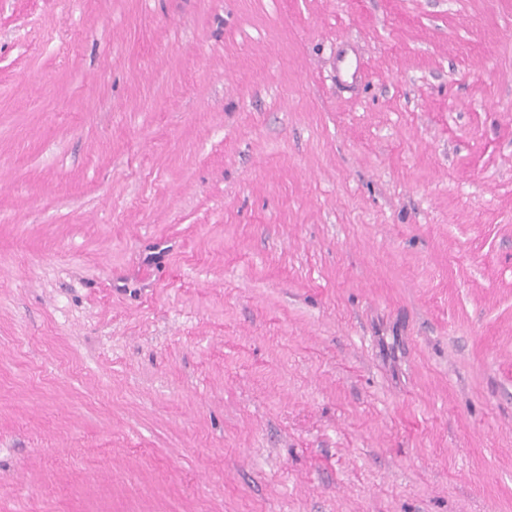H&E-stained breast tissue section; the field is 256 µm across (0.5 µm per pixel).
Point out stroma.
Wrapping results in <instances>:
<instances>
[{
  "label": "stroma",
  "instance_id": "35a3bbf8",
  "mask_svg": "<svg viewBox=\"0 0 512 512\" xmlns=\"http://www.w3.org/2000/svg\"><path fill=\"white\" fill-rule=\"evenodd\" d=\"M0 512H512V0H0Z\"/></svg>",
  "mask_w": 512,
  "mask_h": 512
}]
</instances>
